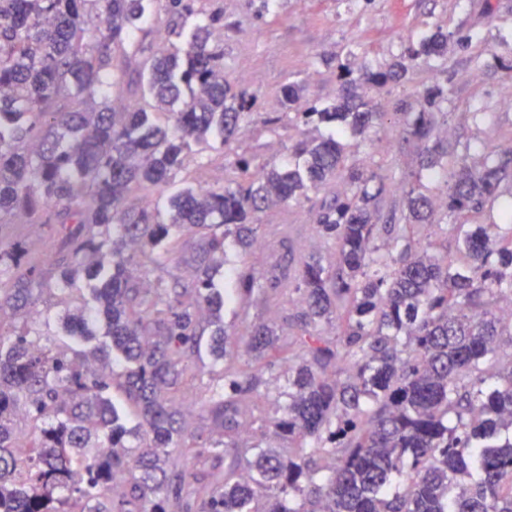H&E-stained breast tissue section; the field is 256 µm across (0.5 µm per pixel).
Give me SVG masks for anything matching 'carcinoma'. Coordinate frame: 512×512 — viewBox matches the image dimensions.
Here are the masks:
<instances>
[{
  "label": "carcinoma",
  "instance_id": "carcinoma-1",
  "mask_svg": "<svg viewBox=\"0 0 512 512\" xmlns=\"http://www.w3.org/2000/svg\"><path fill=\"white\" fill-rule=\"evenodd\" d=\"M147 2L0 0V224L59 225L50 267L67 286L90 280L93 305L76 323L103 317L122 360L96 367L98 349L68 342L76 327L48 346L0 323V512H512V224L472 223L512 155L495 166L448 157L440 88L411 119L358 93L405 76L403 62L357 78L346 68L332 102L296 113L336 124L294 145L303 165L253 171L240 158V181L180 190L164 220L147 193L174 181L190 143L229 144L256 100L224 77L216 16L192 23L179 48L127 60L126 84L143 94L119 107L105 70ZM90 18L102 25L94 43ZM447 53L437 27L408 56ZM64 94L82 108L65 109ZM375 122L416 140L421 168L442 170L444 206L411 189L404 223L382 219L378 199L402 183L347 165L342 142L344 129L360 136ZM336 181L313 225L336 244L332 265L237 273L240 302L260 290L303 307L281 342L242 314L246 351L288 374L286 402L263 411L268 365L231 349L212 271L227 239L255 246L261 213ZM441 208L451 245L424 233ZM185 235L196 240L190 279L150 276ZM23 253L0 237V308L52 291ZM202 374L218 385L201 393L204 426L191 432L175 402ZM115 391L134 409L132 430ZM266 428L280 446L247 441Z\"/></svg>",
  "mask_w": 512,
  "mask_h": 512
}]
</instances>
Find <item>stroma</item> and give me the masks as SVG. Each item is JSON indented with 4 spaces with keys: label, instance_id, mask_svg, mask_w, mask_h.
<instances>
[{
    "label": "stroma",
    "instance_id": "1",
    "mask_svg": "<svg viewBox=\"0 0 512 512\" xmlns=\"http://www.w3.org/2000/svg\"><path fill=\"white\" fill-rule=\"evenodd\" d=\"M154 15L125 50L112 61L120 75L126 60L143 58L145 51L167 47L181 18L168 13L166 0H155ZM194 17L223 16L224 74L239 91L256 97L235 140L221 151H205L189 158L188 172L196 185L228 183L233 163L245 157L256 165H281L290 146L304 129L294 109L286 108L281 91L292 84L302 102L323 105L335 99L338 66L353 70H383L405 55L409 38H421L433 27L471 35L468 47L449 42L444 64L418 58L398 82L369 88L368 96L384 112H417L425 106L426 89L438 86L447 94L441 108L448 112L449 152H467L479 164L489 153L512 150V107L500 97L512 79V0H194ZM416 141L373 127L350 148L349 160L364 169L399 179L417 169ZM325 192L272 208L261 214L260 245L242 253L234 241L226 243V263L215 274L228 288L233 273L257 272L275 266L298 268L317 241L313 236ZM0 236L25 241L31 257L47 260L55 234L49 224H8ZM67 296L42 294L28 308L25 319L33 332L54 337L60 318L74 311ZM298 305L254 292L249 319L287 329Z\"/></svg>",
    "mask_w": 512,
    "mask_h": 512
}]
</instances>
